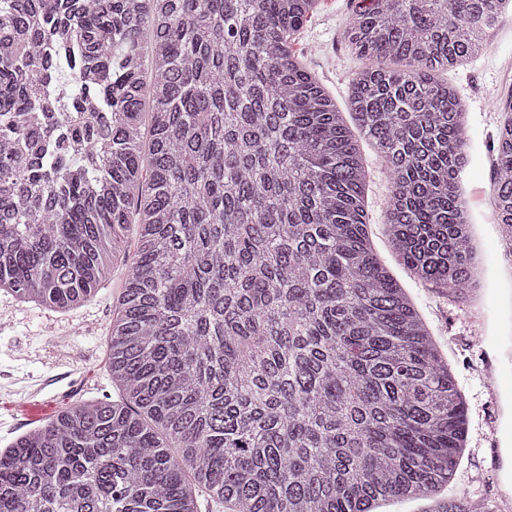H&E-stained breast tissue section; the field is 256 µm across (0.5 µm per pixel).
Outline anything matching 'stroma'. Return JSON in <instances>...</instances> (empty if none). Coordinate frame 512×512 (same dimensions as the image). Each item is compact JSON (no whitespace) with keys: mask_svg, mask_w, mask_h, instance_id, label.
Here are the masks:
<instances>
[{"mask_svg":"<svg viewBox=\"0 0 512 512\" xmlns=\"http://www.w3.org/2000/svg\"><path fill=\"white\" fill-rule=\"evenodd\" d=\"M359 2L322 0L292 43L341 109L351 79L364 65L344 38L347 19ZM496 26L497 42L447 73L466 105L467 164L459 177L480 261L479 283L469 302H456L409 277L386 234L383 204L389 174L370 144H363L362 154L371 174L367 211L376 252L417 304L466 397L468 449L445 492L512 512V465L495 464L502 449L512 448V433L505 428L512 421V337L504 338L499 329L503 296L512 290V263L504 254L493 199V140L504 118L500 105L512 94V62L499 54L497 45L512 44V9L500 15ZM127 272L126 263L114 264L95 294L67 312L0 292V401L24 399L29 384L57 375L60 362L79 366L89 376L75 401L118 399L107 368L106 341Z\"/></svg>","mask_w":512,"mask_h":512,"instance_id":"obj_1","label":"stroma"}]
</instances>
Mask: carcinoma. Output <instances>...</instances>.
<instances>
[{
  "instance_id": "carcinoma-1",
  "label": "carcinoma",
  "mask_w": 512,
  "mask_h": 512,
  "mask_svg": "<svg viewBox=\"0 0 512 512\" xmlns=\"http://www.w3.org/2000/svg\"><path fill=\"white\" fill-rule=\"evenodd\" d=\"M505 2L354 9L357 136L291 49L320 0H0V291L73 309L137 225L109 329L120 398L0 451V512H473L442 496L466 403L374 252L358 137L390 172L403 265L468 298L465 109L441 74L483 50ZM501 112L512 257V98ZM81 148L100 153L76 169Z\"/></svg>"
}]
</instances>
